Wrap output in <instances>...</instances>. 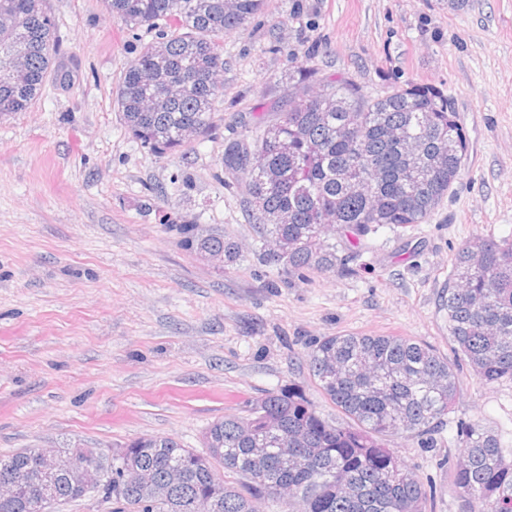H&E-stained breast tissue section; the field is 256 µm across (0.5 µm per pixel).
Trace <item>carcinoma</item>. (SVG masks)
<instances>
[{"mask_svg":"<svg viewBox=\"0 0 512 512\" xmlns=\"http://www.w3.org/2000/svg\"><path fill=\"white\" fill-rule=\"evenodd\" d=\"M33 0L0 6V118L27 111L58 76L54 19ZM131 27L159 28L123 73L116 104L133 138L173 151L212 127L224 86V35L244 27L264 0H102ZM316 69L288 56V105L270 123L224 151V169L244 183L260 234L272 244L269 263L295 270L336 271L339 248L385 227L422 224L458 179L468 136L448 96L408 82L371 97L349 78L324 84ZM203 257L226 263L238 246L221 233L192 236ZM441 310L448 333L483 384L512 378V241L478 238L462 245L448 276ZM322 394L352 424L330 423L295 391L269 393L249 418L214 421L206 452L162 436L138 437L113 453L130 467L100 458L99 491L110 512H257L254 501L288 488L297 512H426L413 473L383 443L388 435L422 436L452 410L456 374L434 349L402 336H325L307 357ZM454 484L477 512H512V465L489 432L460 429ZM243 479L241 492L211 489L218 466ZM34 467L33 449L0 455V481ZM179 482L165 498L156 485L170 472ZM34 490L0 497V512H28ZM84 499L63 469L54 504Z\"/></svg>","mask_w":512,"mask_h":512,"instance_id":"cac0c4a2","label":"carcinoma"}]
</instances>
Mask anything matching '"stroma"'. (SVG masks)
<instances>
[{
    "label": "stroma",
    "mask_w": 512,
    "mask_h": 512,
    "mask_svg": "<svg viewBox=\"0 0 512 512\" xmlns=\"http://www.w3.org/2000/svg\"><path fill=\"white\" fill-rule=\"evenodd\" d=\"M66 83L0 120V454L73 443L111 454L168 436L201 448L214 420L246 417L295 389L339 413L307 365L338 333L407 336L448 359L452 411L431 435L387 437L427 512H470L453 485L460 427L495 436L512 462V380L485 385L454 350L441 297L458 248L512 241V0H265L224 38V94L211 131L156 153L126 131L118 81L157 33L101 0H43ZM310 55L377 97L412 81L448 95L468 135L451 193L423 224L382 229L333 273L266 262L224 150L256 114L288 102V54ZM219 232L220 265L182 225ZM191 243L203 257H218L224 263L234 262L238 257V246L234 242L224 239V234L212 233L197 237L192 234Z\"/></svg>",
    "instance_id": "stroma-1"
}]
</instances>
